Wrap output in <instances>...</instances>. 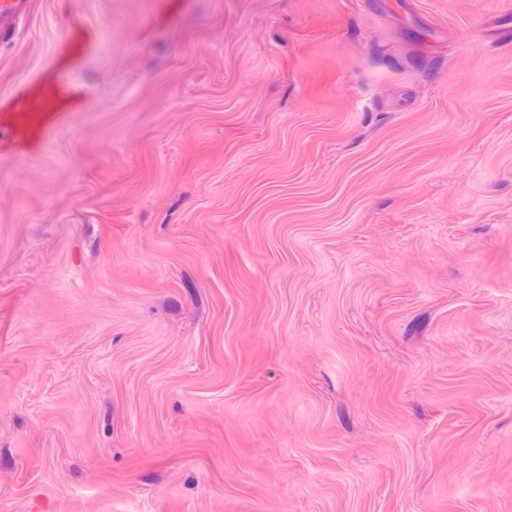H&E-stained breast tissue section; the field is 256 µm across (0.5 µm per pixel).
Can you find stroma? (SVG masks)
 Returning <instances> with one entry per match:
<instances>
[{
	"label": "stroma",
	"mask_w": 512,
	"mask_h": 512,
	"mask_svg": "<svg viewBox=\"0 0 512 512\" xmlns=\"http://www.w3.org/2000/svg\"><path fill=\"white\" fill-rule=\"evenodd\" d=\"M392 2L29 0L0 512H512V0ZM92 45V32L89 27L78 19L74 24V31L61 39L62 52L71 58L76 65ZM79 92L76 88L55 83L38 88L31 106L24 112H4L2 123L17 142H40L44 135L57 127L67 112L78 110Z\"/></svg>",
	"instance_id": "stroma-1"
}]
</instances>
